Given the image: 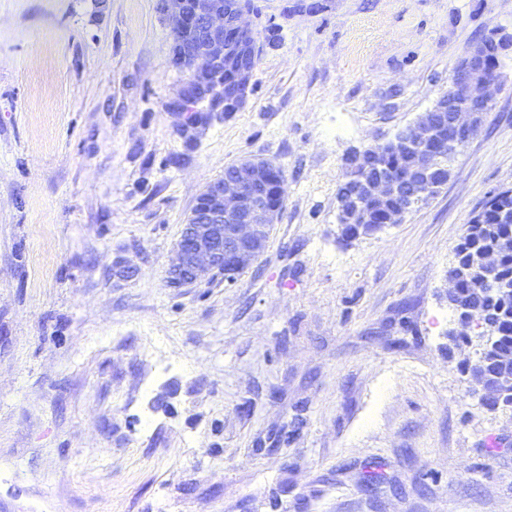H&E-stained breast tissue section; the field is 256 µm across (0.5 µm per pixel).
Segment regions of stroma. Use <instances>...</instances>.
Masks as SVG:
<instances>
[{"label":"stroma","instance_id":"1","mask_svg":"<svg viewBox=\"0 0 512 512\" xmlns=\"http://www.w3.org/2000/svg\"><path fill=\"white\" fill-rule=\"evenodd\" d=\"M252 0L247 106L186 144L158 0H0V512H512V407L448 330L468 222L512 188V0ZM505 85L440 191L336 235L354 149L487 40ZM286 169L234 284L166 270L210 180Z\"/></svg>","mask_w":512,"mask_h":512}]
</instances>
